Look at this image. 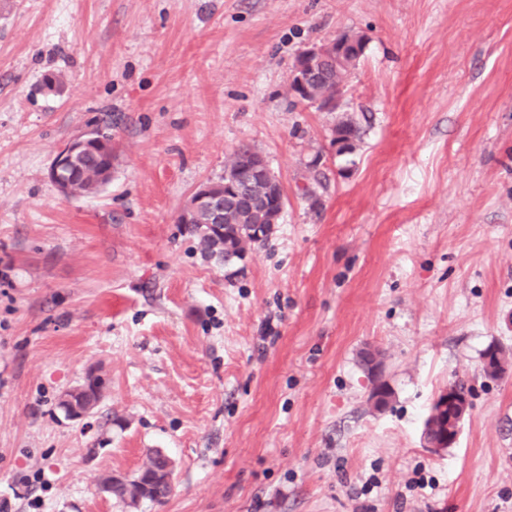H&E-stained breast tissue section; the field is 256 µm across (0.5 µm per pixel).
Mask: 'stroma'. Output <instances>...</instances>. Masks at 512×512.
<instances>
[{"instance_id": "stroma-1", "label": "stroma", "mask_w": 512, "mask_h": 512, "mask_svg": "<svg viewBox=\"0 0 512 512\" xmlns=\"http://www.w3.org/2000/svg\"><path fill=\"white\" fill-rule=\"evenodd\" d=\"M344 34L366 48L340 108L296 102L297 57ZM346 117L364 134L340 156ZM105 127L111 180L64 197L55 156ZM242 144L285 209L225 267L178 216ZM91 373L103 397L69 419ZM455 380L470 415L434 454ZM152 449L164 503L99 491ZM2 502L512 512V0H0Z\"/></svg>"}]
</instances>
